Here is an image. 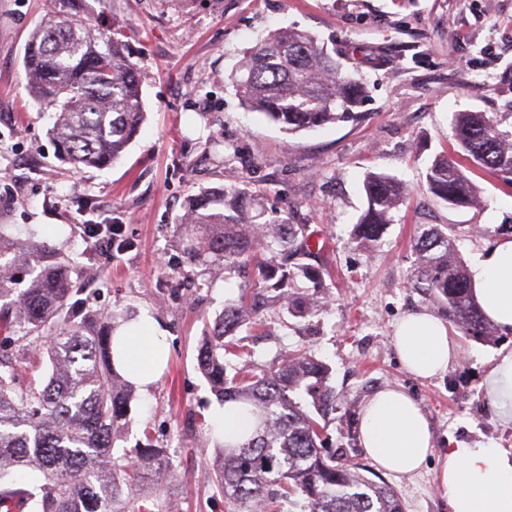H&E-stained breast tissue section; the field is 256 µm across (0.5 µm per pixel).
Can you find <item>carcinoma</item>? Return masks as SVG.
Here are the masks:
<instances>
[{"label": "carcinoma", "instance_id": "carcinoma-1", "mask_svg": "<svg viewBox=\"0 0 512 512\" xmlns=\"http://www.w3.org/2000/svg\"><path fill=\"white\" fill-rule=\"evenodd\" d=\"M54 10L31 32L23 65L32 96L55 112L49 129L58 159L79 171L119 158L146 120L141 78L127 43L78 19L76 0H52ZM242 104L296 134L338 121H355L364 88L327 47L307 31L278 29L247 53L233 79ZM453 130L478 166L512 185V135L486 112H457ZM428 191L449 206L478 205V191L457 163L437 156L425 175ZM367 208L354 242L377 246L405 186L382 173L364 180ZM248 184L210 188L187 199L176 225L184 262L207 270L252 268L261 288H241L224 304L200 349L201 374L223 402L250 406L257 427L243 444L222 447L215 482L229 512H255L266 489L279 485L299 496L301 512H405L388 482L365 475L355 424L346 428L347 447L326 451L323 432L335 420L336 389L328 368L301 349L276 356L260 371L235 370L224 356H240L237 332L271 308L293 318L315 314L318 304L292 286L300 276L320 281L307 225L262 224L250 215ZM0 224V345L46 359L48 378L36 389L19 382V370L0 361V512H128L137 495L157 491L152 508L171 512L168 491L178 477L150 436L135 455L113 453L124 428L134 386L112 364L113 315L85 306L80 278L70 259L48 241L15 240ZM97 230L112 236V251L132 243L121 226ZM272 252L259 261V250ZM417 261L411 288L433 300L449 325L465 336L487 338L497 327L470 294V275L455 245L453 228L433 224L414 242ZM40 474L31 489L11 476Z\"/></svg>", "mask_w": 512, "mask_h": 512}]
</instances>
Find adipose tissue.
<instances>
[{
	"label": "adipose tissue",
	"instance_id": "1",
	"mask_svg": "<svg viewBox=\"0 0 512 512\" xmlns=\"http://www.w3.org/2000/svg\"><path fill=\"white\" fill-rule=\"evenodd\" d=\"M472 293L486 319L512 332V240L495 242L472 261ZM405 369L421 379L447 371L459 348L447 324L423 311L407 314L393 337ZM167 336L149 315L120 324L112 338L115 369L141 391L160 379ZM488 400L504 423L512 424V349L500 350L482 382ZM213 425L225 442L238 444L256 423L243 404L216 409ZM359 443L378 468L413 475L434 451L431 422L404 389L384 387L367 400L359 426ZM438 486L448 498L449 512H512V448L492 444H456L442 454Z\"/></svg>",
	"mask_w": 512,
	"mask_h": 512
}]
</instances>
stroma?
<instances>
[{"mask_svg":"<svg viewBox=\"0 0 512 512\" xmlns=\"http://www.w3.org/2000/svg\"><path fill=\"white\" fill-rule=\"evenodd\" d=\"M45 5L0 0V223L74 259L92 309L120 320L146 313L166 330V368L153 389L136 391L115 451L131 452L152 433L183 475L173 512H225L212 470L219 401L196 357L225 287L239 288L241 278L184 266L173 237L188 196L203 188L248 183L259 222L307 225L328 270L318 313L300 321L270 311L249 332L253 364L301 348L328 365L338 412L398 386L431 419L437 451L452 439L512 448V427L482 387L512 333L491 342L454 333L459 356L431 379L408 373L393 348L397 322L432 307L408 282L411 244L424 227L454 226L467 265L512 236V188L474 164L452 129L454 113L479 111L512 131V0H84L81 19L125 34L147 118L118 161L81 172L57 159L54 113L28 92L24 48ZM285 27L316 35L365 84L362 120L291 135L241 105L232 77L244 52ZM228 145L236 157L222 168ZM443 154L479 188L477 207L452 208L427 193L426 169ZM370 172L398 179L407 195L380 246L365 250L352 232ZM88 220L121 225L132 248L115 256L96 247L80 230ZM437 475L435 455L418 475L386 479L406 512H448Z\"/></svg>","mask_w":512,"mask_h":512,"instance_id":"obj_1","label":"stroma"}]
</instances>
